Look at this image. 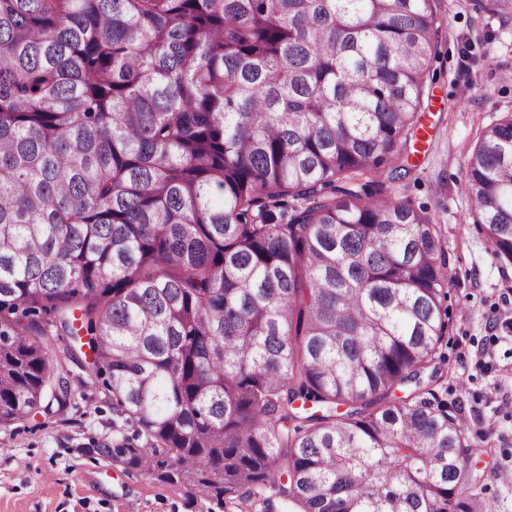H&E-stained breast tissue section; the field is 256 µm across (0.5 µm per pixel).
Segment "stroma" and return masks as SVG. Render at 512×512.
Instances as JSON below:
<instances>
[{"label":"stroma","mask_w":512,"mask_h":512,"mask_svg":"<svg viewBox=\"0 0 512 512\" xmlns=\"http://www.w3.org/2000/svg\"><path fill=\"white\" fill-rule=\"evenodd\" d=\"M433 61L415 135L411 174L390 183L439 226L452 279L437 395L456 412L475 459L480 512H512V266L477 230L465 163L480 131L512 112V20L442 0ZM69 404L0 428V512H291L262 498L230 508L189 488L149 480L100 453L132 436L101 382L73 367Z\"/></svg>","instance_id":"1"}]
</instances>
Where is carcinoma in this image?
<instances>
[{"mask_svg":"<svg viewBox=\"0 0 512 512\" xmlns=\"http://www.w3.org/2000/svg\"><path fill=\"white\" fill-rule=\"evenodd\" d=\"M439 7L0 0V427L66 405L87 346L145 438L100 452L149 479L297 512H473L480 448L421 378L447 250L387 192ZM465 190L512 265V112Z\"/></svg>","mask_w":512,"mask_h":512,"instance_id":"obj_1","label":"carcinoma"}]
</instances>
